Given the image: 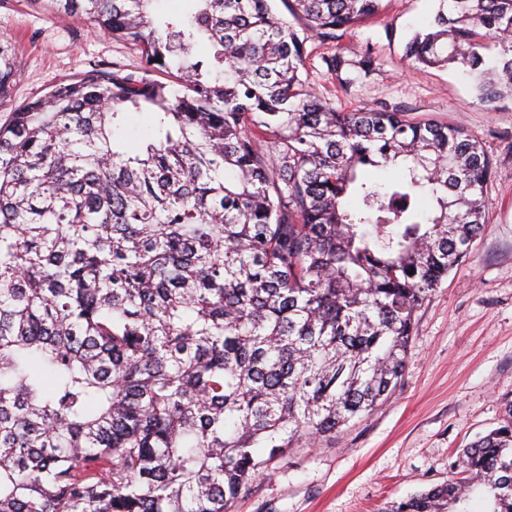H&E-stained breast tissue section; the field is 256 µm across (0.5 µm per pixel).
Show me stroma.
<instances>
[{"label": "stroma", "mask_w": 512, "mask_h": 512, "mask_svg": "<svg viewBox=\"0 0 512 512\" xmlns=\"http://www.w3.org/2000/svg\"><path fill=\"white\" fill-rule=\"evenodd\" d=\"M437 0H383L376 17L324 41L308 36L302 76L336 108L385 109L464 127L492 162L485 226L469 256L417 311L405 375L391 398L335 439L273 460L232 512H382L388 502L448 480L458 453L497 426L512 398V98L487 110L459 68L414 66L405 46ZM17 75L5 111L54 82L121 65L143 76L129 42L45 0H0V38ZM344 66L331 71L326 61ZM369 70H362L364 59Z\"/></svg>", "instance_id": "1"}]
</instances>
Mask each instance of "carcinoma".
I'll return each mask as SVG.
<instances>
[{"instance_id": "1", "label": "carcinoma", "mask_w": 512, "mask_h": 512, "mask_svg": "<svg viewBox=\"0 0 512 512\" xmlns=\"http://www.w3.org/2000/svg\"><path fill=\"white\" fill-rule=\"evenodd\" d=\"M44 2L171 80L115 64L0 125V512H229L400 384L418 309L484 229L491 161L460 125L337 110L272 0ZM382 2L288 12L327 40ZM405 57L512 98V0H438ZM16 72L0 39L1 106ZM455 467L385 512H512V399Z\"/></svg>"}]
</instances>
